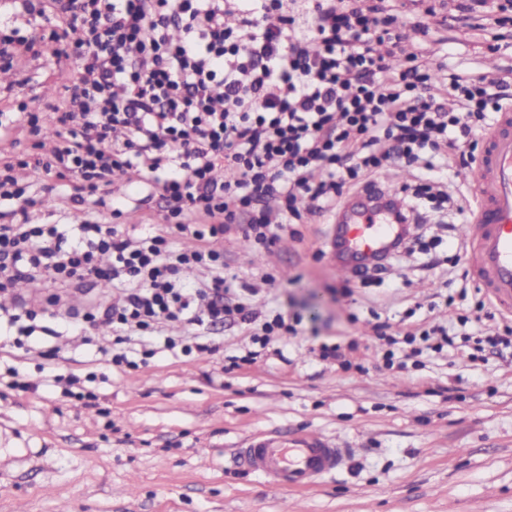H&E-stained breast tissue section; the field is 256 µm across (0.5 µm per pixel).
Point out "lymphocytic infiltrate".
I'll return each instance as SVG.
<instances>
[{
	"label": "lymphocytic infiltrate",
	"instance_id": "obj_1",
	"mask_svg": "<svg viewBox=\"0 0 512 512\" xmlns=\"http://www.w3.org/2000/svg\"><path fill=\"white\" fill-rule=\"evenodd\" d=\"M53 10L73 58L63 103L43 114L0 112V135L22 126L38 139L37 153L0 169V200L25 212L21 223L0 224V294L22 279L54 285L47 302L67 330L111 325L113 338L95 343L110 367H134L132 338L165 322L191 326V335L164 340L189 355L203 350L209 324L245 312L224 300L225 225H243L247 241L275 242L304 214L336 217L395 163L417 172L389 205L395 223L429 205L459 218L470 201L448 176L473 166L480 133L512 97L507 79L460 73L432 93L437 65L404 53L408 36L381 0H53ZM230 12L237 27L224 24ZM19 167L72 188L90 220L73 234L32 223L26 212L42 199L19 182ZM118 175L162 199L165 226L200 248L175 250L165 227L131 246L107 221L121 213L107 192ZM271 197L274 214L264 206ZM201 269L210 281L176 284ZM92 275L109 286L105 312L75 318L63 291ZM445 306L446 322L419 332L375 324L386 369H406L430 337L439 353L465 332L469 314L453 296Z\"/></svg>",
	"mask_w": 512,
	"mask_h": 512
}]
</instances>
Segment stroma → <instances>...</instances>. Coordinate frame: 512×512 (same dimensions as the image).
I'll return each mask as SVG.
<instances>
[{
	"instance_id": "35a3bbf8",
	"label": "stroma",
	"mask_w": 512,
	"mask_h": 512,
	"mask_svg": "<svg viewBox=\"0 0 512 512\" xmlns=\"http://www.w3.org/2000/svg\"><path fill=\"white\" fill-rule=\"evenodd\" d=\"M501 2L473 0L465 14L459 0H433L428 34L409 41L445 64L440 80L504 77L512 57L490 49L512 47V24L494 22ZM51 31H37L40 57L12 50L11 69L0 71L1 112L62 103L72 66L53 56ZM32 216L71 228L87 213L56 191ZM119 222L138 238L160 224V204L130 193ZM457 233L434 218L411 227L442 244L361 276L328 260L334 225L307 221L253 250L230 225V299L300 321L299 336L259 350L238 318L212 326L210 350L137 352L135 369L107 370L78 336L41 334L27 352L0 344V362L20 369L0 376V512H512V352L475 362L460 345L399 373L375 366L374 318L415 327L439 295L466 290L456 306L468 310L482 298L470 254L452 247ZM268 274L274 284L264 283ZM324 345L346 347L352 370L321 359ZM251 350L257 356L245 362ZM50 363L83 378L96 405L64 395L44 370ZM17 379L30 390L14 387ZM262 433H312L355 454L336 476L278 497L238 460L243 442Z\"/></svg>"
}]
</instances>
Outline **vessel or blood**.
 Instances as JSON below:
<instances>
[{"label":"vessel or blood","instance_id":"b4317fda","mask_svg":"<svg viewBox=\"0 0 512 512\" xmlns=\"http://www.w3.org/2000/svg\"><path fill=\"white\" fill-rule=\"evenodd\" d=\"M484 148L472 176L475 206L467 218L465 237L476 248L475 273L490 299L503 311H512V108L499 113L481 134ZM397 227L379 214L352 210L344 222L343 257L336 266L385 249ZM240 457L277 494L313 487L341 471L353 455L349 448L327 446L317 435L291 441L256 437Z\"/></svg>","mask_w":512,"mask_h":512}]
</instances>
